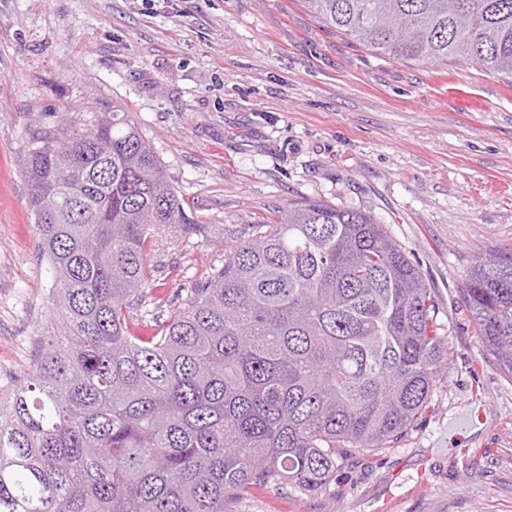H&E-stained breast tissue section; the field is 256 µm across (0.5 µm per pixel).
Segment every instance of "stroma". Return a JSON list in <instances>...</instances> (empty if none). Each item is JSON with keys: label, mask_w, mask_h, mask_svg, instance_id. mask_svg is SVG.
Instances as JSON below:
<instances>
[{"label": "stroma", "mask_w": 512, "mask_h": 512, "mask_svg": "<svg viewBox=\"0 0 512 512\" xmlns=\"http://www.w3.org/2000/svg\"><path fill=\"white\" fill-rule=\"evenodd\" d=\"M452 77L480 108L449 96ZM115 107L205 226L151 225L150 319L275 209L317 199L385 225L448 341L421 422L393 447L351 458L319 492L258 490L235 512H512V378L459 293L478 256L512 247V83L370 54L298 0H0L1 377H25L51 302L19 159L33 135ZM477 404L484 423L452 430Z\"/></svg>", "instance_id": "stroma-1"}]
</instances>
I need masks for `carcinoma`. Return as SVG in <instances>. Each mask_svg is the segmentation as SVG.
Instances as JSON below:
<instances>
[{"label":"carcinoma","instance_id":"obj_1","mask_svg":"<svg viewBox=\"0 0 512 512\" xmlns=\"http://www.w3.org/2000/svg\"><path fill=\"white\" fill-rule=\"evenodd\" d=\"M376 56L512 78V0H301ZM53 330L0 392V512H233L255 488L324 489L422 418L442 363L430 288L365 209L291 202L148 336L146 224L201 231L129 113L22 160ZM512 377V248L461 286Z\"/></svg>","mask_w":512,"mask_h":512}]
</instances>
